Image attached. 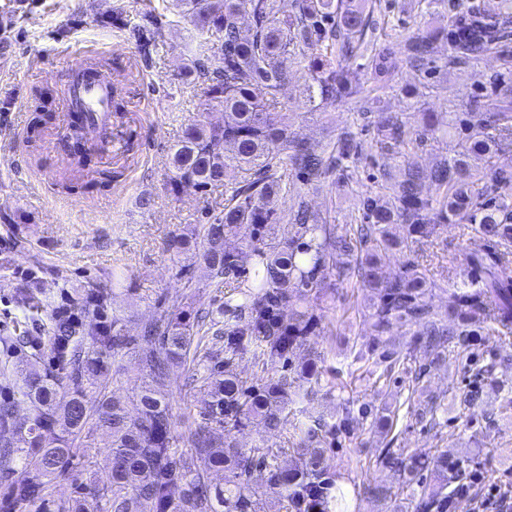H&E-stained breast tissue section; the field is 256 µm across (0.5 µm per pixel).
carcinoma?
Returning a JSON list of instances; mask_svg holds the SVG:
<instances>
[{
  "label": "carcinoma",
  "mask_w": 512,
  "mask_h": 512,
  "mask_svg": "<svg viewBox=\"0 0 512 512\" xmlns=\"http://www.w3.org/2000/svg\"><path fill=\"white\" fill-rule=\"evenodd\" d=\"M277 2L173 0L178 14L199 34H217L218 43L206 38L196 45L190 73L199 83L203 109L171 148L168 189L175 195L190 188L204 191L223 183L230 170L241 178L224 198L221 213L202 225L199 242L192 246L176 236L170 249L194 248L211 278L228 284L224 306L200 315L194 325L172 313L128 336L121 319L112 315L110 289L81 293L74 304L92 310V318L68 327L69 337L52 342L55 369L30 362L0 396V465L19 474L4 485L0 512H42L48 483L73 468L74 448L90 430L108 439V478L100 486L78 484L77 496L61 512H254L250 481L258 469L267 470L272 489L285 495L288 512L312 507L326 512L333 481L320 444L324 435L349 428L353 409L345 408L331 426L320 416L310 420L300 431V462L293 466L279 465V452L271 448L239 447L234 433L254 421L281 430L290 405L317 393L321 377L314 361L292 373L288 366L316 335L319 316L310 297L331 276L338 286L354 277L372 291L368 324L375 344L397 325L415 326L419 343L443 350L453 345L471 362L478 317L489 330L512 335V169L493 164L512 134V84L499 83L497 111H484L474 99L468 111L454 113L444 131L455 142L448 155L428 173L405 161L390 193L364 199L362 223L337 234L302 201L288 220V237L275 241L265 235L268 225L278 223L280 196L287 191L276 176L279 168L298 169L307 186L330 178L340 186L352 178L348 163L359 157L356 135L349 130L322 148L298 134L280 100L290 77L288 61L308 56L311 100L367 98L373 90L359 83L353 58L366 57L382 88L401 66L421 70L428 65L440 40L448 44V63L468 66L500 49L499 31L512 16V0H500L501 10L494 14L471 6L464 19H448V29L417 33L400 57L359 43L372 27L366 0H293L287 15L280 14ZM244 14L252 20L247 36L240 28ZM121 26L147 45L162 21L150 10ZM33 112L28 139L36 144L52 119L40 94ZM216 112L220 117H213ZM379 132L384 148L396 152L437 138L441 128L435 113L423 112L416 129L387 116ZM426 180L437 185L439 195L424 192ZM111 185L112 171L96 170L81 189L92 194ZM393 224L403 225L405 234L392 235ZM445 224H469L474 235L464 255V274L448 289L443 315L428 301L436 282L420 269L419 251ZM244 226L252 227L246 241L238 238ZM391 254L401 259V271L385 278L381 267ZM242 350L250 352L258 368L259 377L250 385L234 368V356ZM129 353L140 356L147 380L127 400L108 388L114 378L111 364ZM221 354L224 360L207 366ZM188 362L204 367L201 379L211 393L187 438L190 457L174 446L167 393L171 366ZM19 400L29 406L22 423L15 415ZM196 457L224 471V487L206 485L194 469ZM378 461L397 479L421 485L413 512H448L467 494L463 479L470 460L446 450L422 456L384 448ZM425 470L436 484L424 485Z\"/></svg>",
  "instance_id": "obj_1"
}]
</instances>
